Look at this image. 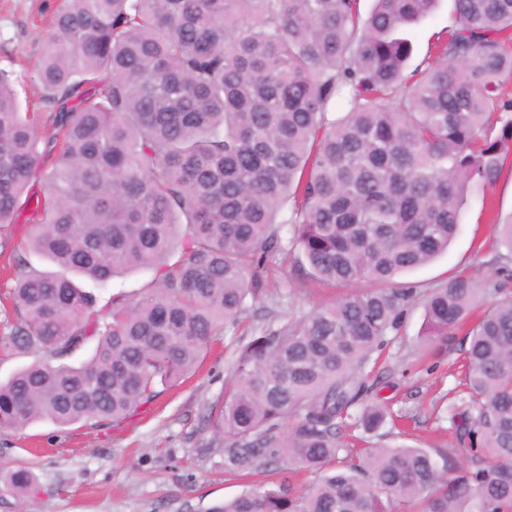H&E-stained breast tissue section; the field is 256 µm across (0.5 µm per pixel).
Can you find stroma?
Returning <instances> with one entry per match:
<instances>
[{"label":"stroma","mask_w":512,"mask_h":512,"mask_svg":"<svg viewBox=\"0 0 512 512\" xmlns=\"http://www.w3.org/2000/svg\"><path fill=\"white\" fill-rule=\"evenodd\" d=\"M65 0H0V69L13 73L22 108L45 107L35 69L43 48L46 13ZM512 216V170L495 187L468 193L460 233L448 252L434 262L400 275L402 283L425 292L462 273L494 299L499 268L507 250L492 244L491 214ZM292 250H285L267 272L268 288L253 301L242 322L221 336L198 372L182 385L142 405L120 422H83L61 427L48 420L19 431L0 432V465L29 468L35 482L23 494L0 484V512H208L248 486L225 474L205 421L209 406L224 396L239 347L266 323L298 314L344 295L292 276ZM423 310L408 308L403 325L367 369L374 401L391 419H410L411 436H396L384 426V445L427 449L433 457L453 455L467 462L469 453L453 443L449 416L464 394L462 331L452 339L427 341Z\"/></svg>","instance_id":"1"}]
</instances>
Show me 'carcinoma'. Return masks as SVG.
<instances>
[{
  "instance_id": "1",
  "label": "carcinoma",
  "mask_w": 512,
  "mask_h": 512,
  "mask_svg": "<svg viewBox=\"0 0 512 512\" xmlns=\"http://www.w3.org/2000/svg\"><path fill=\"white\" fill-rule=\"evenodd\" d=\"M438 2L54 10L36 65L48 115L21 111L0 70V229L29 230L0 294V352L34 355L0 382V429L117 421L184 383L268 287L287 230L297 274L352 291L242 346L207 422L224 473L293 463L310 481L258 482L209 512H512V295L499 289L466 333L452 430L469 465L340 440L408 307L445 339L483 301L463 276L426 293L394 281L445 253L467 193L512 164V0H448L451 25L410 71ZM136 270L151 281L103 305L77 282ZM387 418L364 405L355 424L375 437ZM0 480L23 492L33 477Z\"/></svg>"
}]
</instances>
